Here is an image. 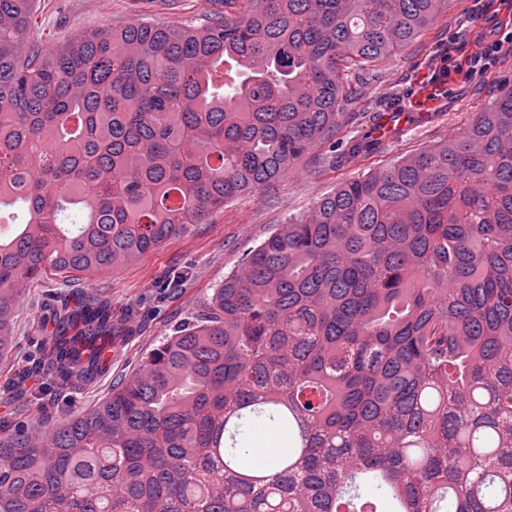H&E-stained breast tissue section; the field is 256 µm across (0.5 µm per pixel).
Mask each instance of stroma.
I'll list each match as a JSON object with an SVG mask.
<instances>
[{"label":"stroma","mask_w":512,"mask_h":512,"mask_svg":"<svg viewBox=\"0 0 512 512\" xmlns=\"http://www.w3.org/2000/svg\"><path fill=\"white\" fill-rule=\"evenodd\" d=\"M239 11L237 0H38L29 38L55 46L115 23L199 25ZM511 83L512 0H448L447 10L410 48L366 67L362 94L344 107L338 131L344 139L353 129L354 113H400L397 130L374 153L336 165L325 147H315L256 194L226 204L141 258L78 273L70 281L51 275L31 283L16 303L12 350L0 360V419L14 416L25 404L5 385L52 330L53 306L109 304L126 335L106 352L103 371L77 390L71 404L48 392L42 395L40 413L49 419L93 406L113 383L135 372L175 327L203 310L243 253L278 225L308 211L342 180L456 134Z\"/></svg>","instance_id":"35a3bbf8"}]
</instances>
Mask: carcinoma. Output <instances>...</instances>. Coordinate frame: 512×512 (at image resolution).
<instances>
[{
	"label": "carcinoma",
	"instance_id": "cac0c4a2",
	"mask_svg": "<svg viewBox=\"0 0 512 512\" xmlns=\"http://www.w3.org/2000/svg\"><path fill=\"white\" fill-rule=\"evenodd\" d=\"M57 48L0 0V355L27 286L143 257L312 148L369 63L448 0H244ZM12 385L56 395L121 336L97 303ZM512 512V87L467 127L339 183L243 255L93 407L0 423V512Z\"/></svg>",
	"mask_w": 512,
	"mask_h": 512
}]
</instances>
